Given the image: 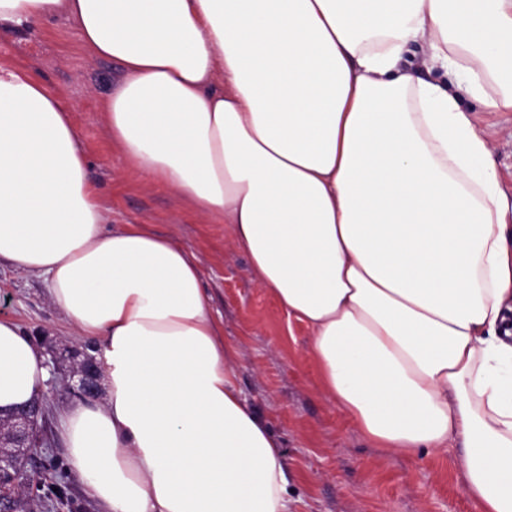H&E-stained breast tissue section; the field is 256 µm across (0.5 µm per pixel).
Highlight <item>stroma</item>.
I'll list each match as a JSON object with an SVG mask.
<instances>
[{
	"label": "stroma",
	"mask_w": 512,
	"mask_h": 512,
	"mask_svg": "<svg viewBox=\"0 0 512 512\" xmlns=\"http://www.w3.org/2000/svg\"><path fill=\"white\" fill-rule=\"evenodd\" d=\"M0 64L29 71L71 111L88 160V177L116 224H141L173 237L201 271L227 344L244 359L238 382L266 420L284 457L289 512H475L456 449L388 452L347 422L320 387L311 330L289 319L258 288L247 257L232 248L228 227L200 218L176 192L126 169L112 147L100 100L120 81V67L88 57L62 18L0 32ZM490 141L503 189L512 196V112H487L461 97ZM15 322L34 344L44 337L86 346L50 305L44 278L0 261V320Z\"/></svg>",
	"instance_id": "stroma-1"
}]
</instances>
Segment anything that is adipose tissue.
<instances>
[{"mask_svg":"<svg viewBox=\"0 0 512 512\" xmlns=\"http://www.w3.org/2000/svg\"><path fill=\"white\" fill-rule=\"evenodd\" d=\"M59 16L123 71L113 147L230 226L323 395L376 447L458 448L476 512H512V202L459 103L512 112V0H0V28ZM1 259L96 342L104 397L61 436L100 512H288L194 256L113 226L60 96L3 66ZM48 378L0 320V414Z\"/></svg>","mask_w":512,"mask_h":512,"instance_id":"ef3b65f1","label":"adipose tissue"}]
</instances>
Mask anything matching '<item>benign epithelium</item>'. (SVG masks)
Instances as JSON below:
<instances>
[{"label":"benign epithelium","mask_w":512,"mask_h":512,"mask_svg":"<svg viewBox=\"0 0 512 512\" xmlns=\"http://www.w3.org/2000/svg\"><path fill=\"white\" fill-rule=\"evenodd\" d=\"M45 354L51 373H56L62 364L67 366L65 386L76 396L96 399L102 395L98 366L93 357L77 349H59L50 342ZM43 410L44 403L36 401L5 417L0 416V512H11L22 487L27 485L26 463L49 452L37 442Z\"/></svg>","instance_id":"benign-epithelium-1"}]
</instances>
